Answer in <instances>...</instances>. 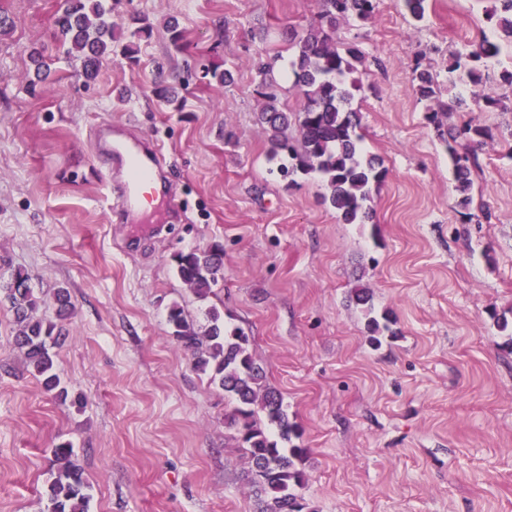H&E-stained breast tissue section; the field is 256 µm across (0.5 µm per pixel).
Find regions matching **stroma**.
I'll list each match as a JSON object with an SVG mask.
<instances>
[{
	"label": "stroma",
	"instance_id": "obj_1",
	"mask_svg": "<svg viewBox=\"0 0 512 512\" xmlns=\"http://www.w3.org/2000/svg\"><path fill=\"white\" fill-rule=\"evenodd\" d=\"M488 4L429 0L418 22L402 0H381L371 18L337 26L336 42L364 53L346 80L383 171L372 221L344 224L318 176L271 173L256 122L258 56L274 62L278 107L301 112L288 40L320 0H112L117 27L139 14L153 32L137 61L114 52L91 79L51 37L56 0H0V275L26 269L47 320L57 289L72 303L54 349L63 402L27 368L0 296V512H47L62 442L84 470L89 512H255L224 425L233 406L171 336L174 304L197 324L217 308L250 336L302 429V494L315 512H512V339L497 326L512 321V87L440 97L445 127L490 133L465 210L410 82L417 66L447 81L453 53L486 38L502 47L487 72L512 67ZM216 67L233 82L212 79ZM161 74L177 75L181 111L155 95ZM489 93L496 105H483ZM456 94L464 105L452 106ZM103 125L160 144L171 193L151 214L114 217L110 162L95 149ZM155 220L160 233L136 228ZM213 244L224 279L202 300L173 256ZM358 286L393 319L377 350L350 299Z\"/></svg>",
	"mask_w": 512,
	"mask_h": 512
}]
</instances>
